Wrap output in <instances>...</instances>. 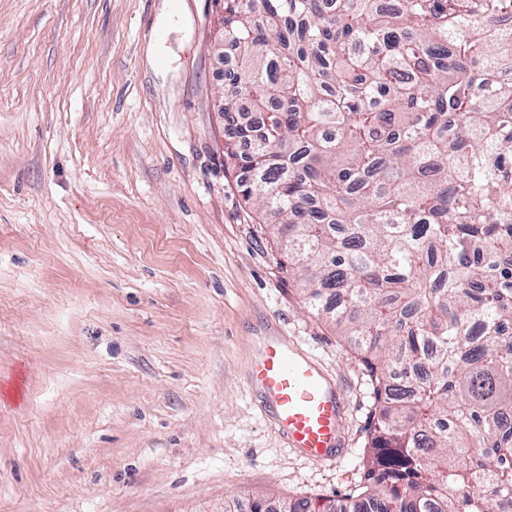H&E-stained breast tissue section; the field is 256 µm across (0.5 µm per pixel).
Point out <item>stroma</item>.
I'll list each match as a JSON object with an SVG mask.
<instances>
[{
  "mask_svg": "<svg viewBox=\"0 0 512 512\" xmlns=\"http://www.w3.org/2000/svg\"><path fill=\"white\" fill-rule=\"evenodd\" d=\"M214 17L0 0V512H246L364 482L366 373L224 162ZM278 336L342 388L334 464L261 410L251 371Z\"/></svg>",
  "mask_w": 512,
  "mask_h": 512,
  "instance_id": "35a3bbf8",
  "label": "stroma"
}]
</instances>
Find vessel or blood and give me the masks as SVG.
I'll return each mask as SVG.
<instances>
[{
  "label": "vessel or blood",
  "mask_w": 512,
  "mask_h": 512,
  "mask_svg": "<svg viewBox=\"0 0 512 512\" xmlns=\"http://www.w3.org/2000/svg\"><path fill=\"white\" fill-rule=\"evenodd\" d=\"M253 381L290 447L317 464L336 460L343 446L346 402L314 357L269 342L254 363Z\"/></svg>",
  "instance_id": "b4317fda"
}]
</instances>
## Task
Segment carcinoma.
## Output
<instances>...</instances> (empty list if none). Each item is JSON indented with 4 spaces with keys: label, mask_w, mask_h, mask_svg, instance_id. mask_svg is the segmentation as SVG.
<instances>
[{
    "label": "carcinoma",
    "mask_w": 512,
    "mask_h": 512,
    "mask_svg": "<svg viewBox=\"0 0 512 512\" xmlns=\"http://www.w3.org/2000/svg\"><path fill=\"white\" fill-rule=\"evenodd\" d=\"M492 20L512 0H224V156L307 307L356 342L376 512H512V32Z\"/></svg>",
    "instance_id": "obj_1"
}]
</instances>
